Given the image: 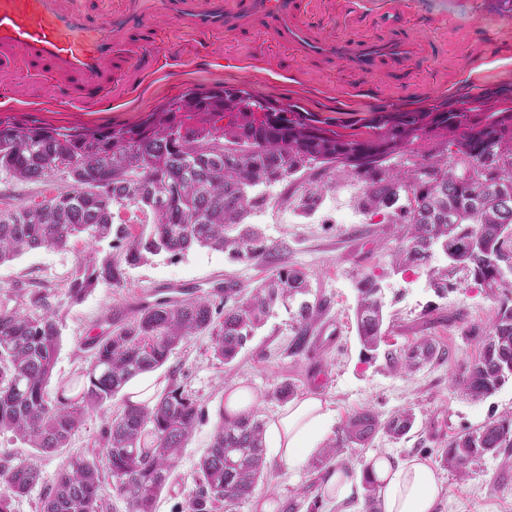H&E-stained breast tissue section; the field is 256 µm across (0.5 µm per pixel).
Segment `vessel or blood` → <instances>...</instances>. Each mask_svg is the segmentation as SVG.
I'll use <instances>...</instances> for the list:
<instances>
[{"label":"vessel or blood","mask_w":512,"mask_h":512,"mask_svg":"<svg viewBox=\"0 0 512 512\" xmlns=\"http://www.w3.org/2000/svg\"><path fill=\"white\" fill-rule=\"evenodd\" d=\"M120 5L97 22L77 10H64L58 0H0V69L24 63L47 68L58 78L78 81L76 96L84 101L118 97L125 81L139 71L141 45L153 44V19L164 15L193 38L236 33L252 17L270 19L277 36L306 56L328 55L347 65L371 70L381 59L405 60L412 46L347 39L324 41L311 36L298 19L294 0H119Z\"/></svg>","instance_id":"obj_1"}]
</instances>
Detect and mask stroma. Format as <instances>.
Listing matches in <instances>:
<instances>
[{"instance_id":"35a3bbf8","label":"stroma","mask_w":512,"mask_h":512,"mask_svg":"<svg viewBox=\"0 0 512 512\" xmlns=\"http://www.w3.org/2000/svg\"><path fill=\"white\" fill-rule=\"evenodd\" d=\"M299 19L327 40L404 39L412 44L413 56L402 67L384 59L366 71L330 57L301 56L279 40L262 16L244 30L206 41L189 37L176 22L161 17L157 25L164 43L176 50L169 69L133 81L122 102L81 104L60 97L55 78L20 66L0 70V119L29 115L67 128L132 124L187 88L240 85L348 122L381 105L413 110L459 98L473 88L512 90V12L499 10L498 0H405L396 14L384 0H300ZM335 180V191L327 193L315 216L285 215L277 207L258 215L267 242L288 247L280 261H237L204 247L175 257L160 254L127 268L120 286L98 287L79 302L70 300L65 282L88 249L84 239L73 240L64 251L34 249L0 264V302H26L39 292L58 312L57 382L76 377L87 365L92 351L86 341L108 329L112 311L131 310L139 295L156 285L178 283L208 292L234 281L248 294L282 263L306 271L313 293L327 298V309L301 355L289 353L291 318L279 305L231 364L216 360L211 336L202 335L173 351L157 370L165 385L183 390L204 415L155 512H181L195 490L198 463L219 423L225 389L237 383L251 388L258 397L257 414L266 421L282 406L272 391L284 381L293 383L297 394L327 402L334 413L327 435L331 442L339 441L344 421L355 412L369 409L384 419L401 409L415 412L416 424L407 438L394 441L380 433L364 446L341 443L338 460L353 477H360L373 456L404 460L418 455L437 468L442 481L436 512H512V467L506 466L504 454L485 455L463 479L441 463V451L451 436L512 413V380L480 401L464 399L452 387L479 353L470 329L487 325L499 308L498 299L471 281L461 282L442 299L431 288L425 269L396 271L391 256L394 225L374 224L357 215L349 178L339 171ZM63 183L60 177L48 184L0 177V208L40 202ZM365 274L382 281L386 310L393 319L390 342L400 347L427 336L448 350V357L410 374L389 370L383 359H365L354 318L356 283ZM103 420L102 410L89 411L67 447L54 453L28 447L13 434H0V458L36 465L41 474L28 495L14 502V512H41L42 499L67 458L97 448ZM327 475L309 461L291 469L267 458L264 478L241 512H264L287 501L297 502V512H308L314 502L305 497V490L323 487Z\"/></svg>"}]
</instances>
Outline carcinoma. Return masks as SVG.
<instances>
[{
    "instance_id": "cac0c4a2",
    "label": "carcinoma",
    "mask_w": 512,
    "mask_h": 512,
    "mask_svg": "<svg viewBox=\"0 0 512 512\" xmlns=\"http://www.w3.org/2000/svg\"><path fill=\"white\" fill-rule=\"evenodd\" d=\"M512 95L480 90L460 100L402 111L380 106L349 125L351 132L298 102L224 86L190 91L146 113L137 123L54 128L35 118L0 120V175L48 183L56 175L70 185L40 203L0 210V262L37 248L64 250L73 238L90 243L126 241L118 256L80 258L67 283L78 301L100 287L118 286L127 266L146 255L178 256L194 245L227 252L241 261H264L286 247L269 244L251 219L281 183V201L304 215L316 211L336 188L342 169L359 186L356 205L398 227L392 257L401 272L426 268L439 296L453 274L465 271L500 299L498 312L478 337L479 356L455 379V387L479 401L512 379ZM151 218L148 235L133 236L121 210ZM448 265L434 267L435 251ZM355 311L363 350L374 354L386 342L382 286L374 275L357 283ZM311 294L307 274L276 268L248 297L232 282L214 293L180 301L161 299L128 313L112 314V330L91 341L92 359L74 380L48 396L59 348L56 312L43 295L31 308L0 305V433L44 452L66 446L87 411L102 408L136 376L160 368L193 336L214 338V356L228 364L273 307L298 303L290 354L302 353L327 300ZM445 356L423 337L387 349L393 370L412 372ZM221 413L199 462L197 488L183 512H240L253 497L265 461L264 423L251 411ZM200 420L196 402L166 388L142 404L124 400L104 419L99 448L71 457L46 495L42 512H102L103 471L131 512H154L158 495ZM416 422L404 409L382 419L358 412L342 428V440L362 443L383 433L405 438ZM512 450V415L486 422L448 440L442 462L459 477L489 453ZM38 470L0 460V512L39 482ZM363 512H382L378 484L362 469Z\"/></svg>"
}]
</instances>
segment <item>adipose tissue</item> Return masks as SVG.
I'll list each match as a JSON object with an SVG mask.
<instances>
[{
    "instance_id": "ef3b65f1",
    "label": "adipose tissue",
    "mask_w": 512,
    "mask_h": 512,
    "mask_svg": "<svg viewBox=\"0 0 512 512\" xmlns=\"http://www.w3.org/2000/svg\"><path fill=\"white\" fill-rule=\"evenodd\" d=\"M332 423V412L321 398H295L268 421L267 449L284 464L298 465L319 451ZM368 465L380 485L382 512H435L442 486L426 460L397 461L381 454Z\"/></svg>"
}]
</instances>
